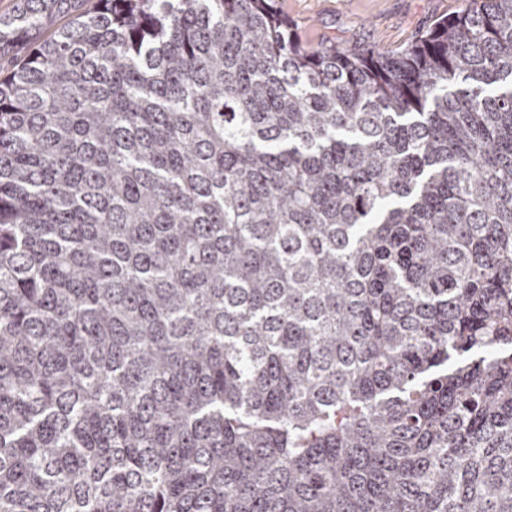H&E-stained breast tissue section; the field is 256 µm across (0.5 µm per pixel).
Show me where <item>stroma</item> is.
Masks as SVG:
<instances>
[{
	"label": "stroma",
	"instance_id": "obj_1",
	"mask_svg": "<svg viewBox=\"0 0 512 512\" xmlns=\"http://www.w3.org/2000/svg\"><path fill=\"white\" fill-rule=\"evenodd\" d=\"M466 0H282L304 41L397 48Z\"/></svg>",
	"mask_w": 512,
	"mask_h": 512
}]
</instances>
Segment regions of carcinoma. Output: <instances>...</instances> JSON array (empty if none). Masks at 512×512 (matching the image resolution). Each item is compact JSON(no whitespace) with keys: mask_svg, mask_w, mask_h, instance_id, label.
Here are the masks:
<instances>
[{"mask_svg":"<svg viewBox=\"0 0 512 512\" xmlns=\"http://www.w3.org/2000/svg\"><path fill=\"white\" fill-rule=\"evenodd\" d=\"M69 3L0 14V512H512V0ZM304 41L397 48L466 0H281Z\"/></svg>","mask_w":512,"mask_h":512,"instance_id":"obj_1","label":"carcinoma"}]
</instances>
